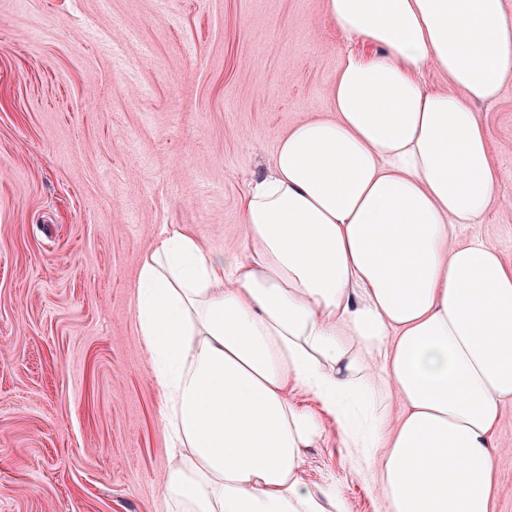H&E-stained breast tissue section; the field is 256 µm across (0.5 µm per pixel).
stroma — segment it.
<instances>
[{"label": "stroma", "mask_w": 512, "mask_h": 512, "mask_svg": "<svg viewBox=\"0 0 512 512\" xmlns=\"http://www.w3.org/2000/svg\"><path fill=\"white\" fill-rule=\"evenodd\" d=\"M366 50L322 0H0V512H166L142 255L166 224L234 250L241 197ZM475 109L498 204L470 230L512 265V82ZM322 427L308 479L378 512ZM495 462L512 512L511 405Z\"/></svg>", "instance_id": "stroma-1"}]
</instances>
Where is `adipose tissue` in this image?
Wrapping results in <instances>:
<instances>
[{"instance_id": "ef3b65f1", "label": "adipose tissue", "mask_w": 512, "mask_h": 512, "mask_svg": "<svg viewBox=\"0 0 512 512\" xmlns=\"http://www.w3.org/2000/svg\"><path fill=\"white\" fill-rule=\"evenodd\" d=\"M373 49L343 56L330 112L292 126L242 197L237 247L163 228L136 324L162 397L168 512H346L306 480L340 427L382 512H495L512 405V268L481 236L497 172L473 104L512 81L505 0H323ZM448 77L425 90L426 68Z\"/></svg>"}]
</instances>
